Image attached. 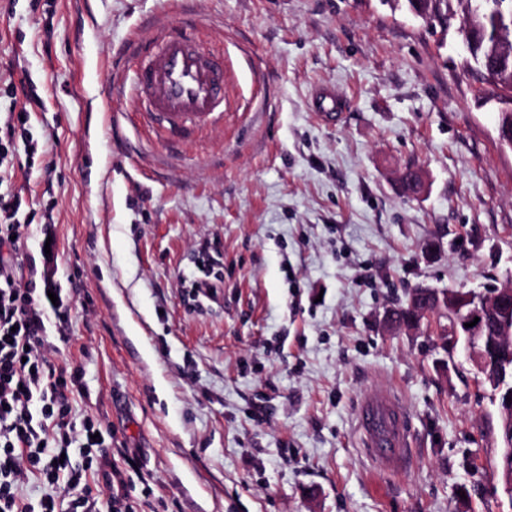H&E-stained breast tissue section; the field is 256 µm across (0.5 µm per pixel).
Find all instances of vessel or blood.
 Here are the masks:
<instances>
[{
	"instance_id": "1",
	"label": "vessel or blood",
	"mask_w": 512,
	"mask_h": 512,
	"mask_svg": "<svg viewBox=\"0 0 512 512\" xmlns=\"http://www.w3.org/2000/svg\"><path fill=\"white\" fill-rule=\"evenodd\" d=\"M131 103L145 123L169 131L220 123L224 118L225 65L194 36L166 35L149 50L132 52ZM409 414L394 391L359 403L356 422L367 455L384 472L407 468Z\"/></svg>"
}]
</instances>
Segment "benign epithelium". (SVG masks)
<instances>
[{
  "mask_svg": "<svg viewBox=\"0 0 512 512\" xmlns=\"http://www.w3.org/2000/svg\"><path fill=\"white\" fill-rule=\"evenodd\" d=\"M499 138L512 148V101L505 99L500 108ZM409 305L413 314L396 324L415 328L421 324L430 311L436 310L448 315L450 322L444 327L443 335L452 344L464 340L483 382L499 393L497 401L498 423L501 447L498 465L493 478L501 485L504 494L512 497V387L506 382L512 380V286L487 288L482 292L448 291L438 292L428 287L412 290ZM479 318L473 327L464 324Z\"/></svg>",
  "mask_w": 512,
  "mask_h": 512,
  "instance_id": "obj_1",
  "label": "benign epithelium"
}]
</instances>
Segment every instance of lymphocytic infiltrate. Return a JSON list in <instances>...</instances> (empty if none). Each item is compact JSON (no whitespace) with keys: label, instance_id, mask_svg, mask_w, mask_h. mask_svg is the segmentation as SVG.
I'll list each match as a JSON object with an SVG mask.
<instances>
[{"label":"lymphocytic infiltrate","instance_id":"1","mask_svg":"<svg viewBox=\"0 0 512 512\" xmlns=\"http://www.w3.org/2000/svg\"><path fill=\"white\" fill-rule=\"evenodd\" d=\"M25 205L21 194L0 196V512H135L93 423L82 428L88 465L64 457L75 432L68 396L77 374L49 361L45 319L50 312L67 317L69 308L55 279V255H42L40 270L20 277L17 240L27 227L14 218ZM31 477L60 494L29 502L20 486Z\"/></svg>","mask_w":512,"mask_h":512}]
</instances>
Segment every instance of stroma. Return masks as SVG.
<instances>
[{
  "mask_svg": "<svg viewBox=\"0 0 512 512\" xmlns=\"http://www.w3.org/2000/svg\"><path fill=\"white\" fill-rule=\"evenodd\" d=\"M224 51V123L174 143L126 94L133 39L184 19ZM456 27L407 0H0V90L34 157L0 193L58 252L74 423L111 434L139 512H512L487 477L494 393L439 320L385 325L413 287L512 284V149ZM342 112L322 119L317 88ZM426 190L404 192L405 168ZM224 286L192 298L200 240ZM391 388L406 471L365 455L356 408Z\"/></svg>",
  "mask_w": 512,
  "mask_h": 512,
  "instance_id": "obj_1",
  "label": "stroma"
}]
</instances>
